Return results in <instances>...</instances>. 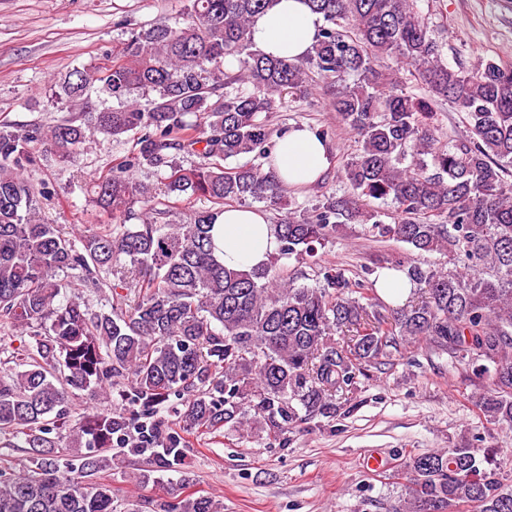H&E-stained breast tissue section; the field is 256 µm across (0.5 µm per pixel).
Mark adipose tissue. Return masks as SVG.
<instances>
[{"instance_id": "1", "label": "adipose tissue", "mask_w": 512, "mask_h": 512, "mask_svg": "<svg viewBox=\"0 0 512 512\" xmlns=\"http://www.w3.org/2000/svg\"><path fill=\"white\" fill-rule=\"evenodd\" d=\"M321 14L306 0H276L254 17L250 38L256 49L275 58L298 60L318 39ZM331 145L307 126L291 128L276 144L270 170L287 186L320 181L331 165ZM216 253L225 266L250 269L265 265L278 249L275 229L266 215L247 207L228 206L212 229Z\"/></svg>"}]
</instances>
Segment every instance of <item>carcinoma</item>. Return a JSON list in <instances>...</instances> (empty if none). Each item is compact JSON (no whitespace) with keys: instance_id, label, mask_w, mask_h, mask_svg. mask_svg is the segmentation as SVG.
Segmentation results:
<instances>
[{"instance_id":"carcinoma-1","label":"carcinoma","mask_w":512,"mask_h":512,"mask_svg":"<svg viewBox=\"0 0 512 512\" xmlns=\"http://www.w3.org/2000/svg\"><path fill=\"white\" fill-rule=\"evenodd\" d=\"M273 2L186 0L185 24L132 28L107 63L70 70L53 92L69 116L0 125V319L27 337L0 346V448L26 449L20 470L0 468V512H116L100 473L125 458L146 459L134 479L148 482L181 468L192 431L259 424L286 440L300 423L336 416L363 367L417 340L492 363L476 403L512 429V66H448L418 0H306L324 17L319 39L300 60L269 59L252 50L249 29ZM228 57L237 71L224 67ZM388 58L414 69L429 100L386 76ZM318 78L359 144L343 171L353 195L288 213L266 266L227 268L211 234L224 205L279 209L285 186L259 167L224 163L272 162L261 115ZM430 100L464 113L469 137L441 141ZM98 133L136 138L92 186L96 206L122 223L71 237L42 216L49 188L24 177L37 164L31 144L50 143L64 163ZM180 153L200 162L183 169ZM143 168L159 184L136 179ZM161 196L211 207L161 224ZM362 198L391 201L390 222L361 209ZM359 218L377 241L448 256L438 268L391 263L424 298L387 304L338 268L319 269L315 286L284 274L281 260L313 255ZM117 264L121 275L100 276ZM73 286L81 293L60 301ZM106 288L136 296L93 309L90 297ZM76 391L112 392L121 409L72 425ZM173 397L180 408L170 421L161 408ZM405 470L410 499L400 512H512V468L493 448L428 451ZM222 509L203 495L150 502V512Z\"/></svg>"}]
</instances>
